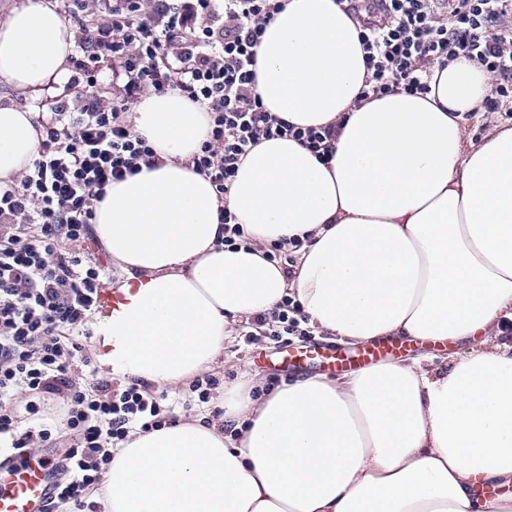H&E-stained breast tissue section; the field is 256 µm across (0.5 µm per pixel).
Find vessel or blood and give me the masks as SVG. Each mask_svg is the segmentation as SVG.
I'll list each match as a JSON object with an SVG mask.
<instances>
[{
	"label": "vessel or blood",
	"mask_w": 512,
	"mask_h": 512,
	"mask_svg": "<svg viewBox=\"0 0 512 512\" xmlns=\"http://www.w3.org/2000/svg\"><path fill=\"white\" fill-rule=\"evenodd\" d=\"M400 351L399 345L386 339L358 353L334 349H287L282 351L280 362L293 368L327 366L357 370L394 357ZM0 466L10 471L8 477L0 476V512H43L45 501L53 488L47 465L32 456L24 463L6 458L0 460Z\"/></svg>",
	"instance_id": "obj_1"
}]
</instances>
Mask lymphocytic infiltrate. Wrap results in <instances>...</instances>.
<instances>
[{
    "instance_id": "1",
    "label": "lymphocytic infiltrate",
    "mask_w": 512,
    "mask_h": 512,
    "mask_svg": "<svg viewBox=\"0 0 512 512\" xmlns=\"http://www.w3.org/2000/svg\"><path fill=\"white\" fill-rule=\"evenodd\" d=\"M361 23L367 78L362 98L426 94L435 69L466 58L494 83L487 114L512 103V0H347ZM99 19L82 21L88 10ZM280 0H64L77 23L74 99L38 118L41 140L20 177L0 180V453L17 459L66 429L48 512H99L87 500L130 430L176 424L159 397L131 383L99 382L96 395L74 376L82 352L70 336L98 307L105 274L93 234L94 209L115 182L157 166L135 133L132 104L147 94H180L208 114L209 131L191 159L219 195L263 139L289 137L317 157L335 149L340 127L301 128L267 112L256 90V47ZM111 70L113 98L100 97ZM24 399L39 427L22 428Z\"/></svg>"
}]
</instances>
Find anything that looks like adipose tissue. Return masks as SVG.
<instances>
[{
	"label": "adipose tissue",
	"instance_id": "adipose-tissue-1",
	"mask_svg": "<svg viewBox=\"0 0 512 512\" xmlns=\"http://www.w3.org/2000/svg\"><path fill=\"white\" fill-rule=\"evenodd\" d=\"M74 34L54 0L0 17V179L40 141L31 102L62 92ZM264 108L302 128L339 124L329 161L261 140L227 198L190 159L205 110L151 94L134 129L161 162L112 184L93 231L121 274L99 317L103 373L147 387L224 367L236 328L286 298L332 339L452 342L447 364L387 360L347 380L302 376L222 394L223 413L131 432L106 473L103 512H512V127L481 140L491 79L460 58L424 95L364 100L355 18L339 0H283L256 48ZM244 235L224 243L221 207ZM294 250L291 271L265 257Z\"/></svg>",
	"mask_w": 512,
	"mask_h": 512
}]
</instances>
